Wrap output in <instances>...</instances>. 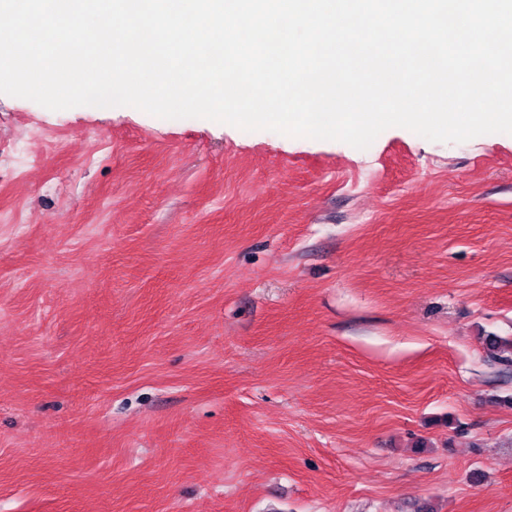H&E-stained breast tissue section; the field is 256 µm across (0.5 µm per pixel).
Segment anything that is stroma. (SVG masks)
<instances>
[{
    "label": "stroma",
    "mask_w": 512,
    "mask_h": 512,
    "mask_svg": "<svg viewBox=\"0 0 512 512\" xmlns=\"http://www.w3.org/2000/svg\"><path fill=\"white\" fill-rule=\"evenodd\" d=\"M492 335L512 135L0 94V512H512Z\"/></svg>",
    "instance_id": "1"
}]
</instances>
